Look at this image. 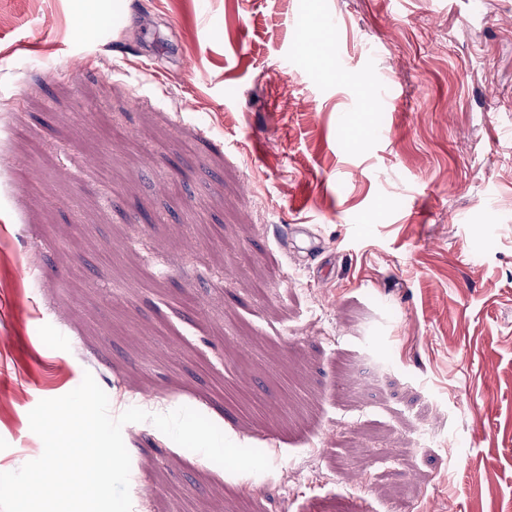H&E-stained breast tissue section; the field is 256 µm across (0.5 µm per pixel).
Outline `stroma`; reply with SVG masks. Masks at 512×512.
<instances>
[{
	"label": "stroma",
	"instance_id": "35a3bbf8",
	"mask_svg": "<svg viewBox=\"0 0 512 512\" xmlns=\"http://www.w3.org/2000/svg\"><path fill=\"white\" fill-rule=\"evenodd\" d=\"M88 373L272 465L132 512H512V0H0V472Z\"/></svg>",
	"mask_w": 512,
	"mask_h": 512
}]
</instances>
